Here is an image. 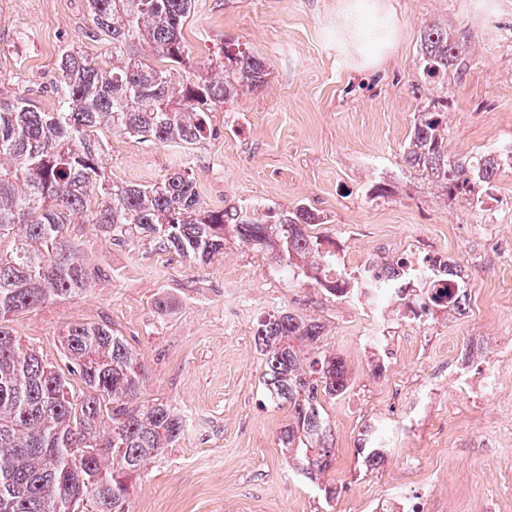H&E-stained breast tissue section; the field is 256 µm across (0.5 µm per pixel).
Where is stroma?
Listing matches in <instances>:
<instances>
[{
    "instance_id": "obj_1",
    "label": "stroma",
    "mask_w": 512,
    "mask_h": 512,
    "mask_svg": "<svg viewBox=\"0 0 512 512\" xmlns=\"http://www.w3.org/2000/svg\"><path fill=\"white\" fill-rule=\"evenodd\" d=\"M433 22L465 38L458 75L425 83L421 35ZM177 67L205 73L224 42L265 63V83L216 106L214 139L193 149L102 132L113 181L194 179L206 208L307 206L341 267L354 275L443 256L470 283L462 312L413 319L397 300L336 298L272 273L269 255L227 239L195 263L149 238L116 245L86 217L67 237L91 278L80 296L12 317L22 344L63 367L72 323L117 331L146 369L143 400L171 404L181 438L132 481L127 512H512V160L481 201L447 199L403 156L416 112L448 103V152L512 149V0H195ZM95 61L112 45L87 0H0V99L57 107V60ZM387 188L386 196L372 192ZM276 310L323 327L350 389L324 404L335 448L333 500L292 470L279 435L287 409L259 382L257 323ZM384 459L356 452L369 429Z\"/></svg>"
}]
</instances>
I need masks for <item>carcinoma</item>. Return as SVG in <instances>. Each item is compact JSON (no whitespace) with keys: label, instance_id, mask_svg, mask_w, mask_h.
Wrapping results in <instances>:
<instances>
[{"label":"carcinoma","instance_id":"obj_1","mask_svg":"<svg viewBox=\"0 0 512 512\" xmlns=\"http://www.w3.org/2000/svg\"><path fill=\"white\" fill-rule=\"evenodd\" d=\"M88 3L98 32L110 38L112 61L102 65L77 52L62 56L54 112L25 98L0 100V512H78L84 500L91 512H126L135 473L178 441L186 426L171 405L141 400L143 366L109 326L67 327L64 372L10 330L13 315L91 288L66 236L72 216L90 215L116 245L149 236L205 264L224 254V240L233 236L274 254L275 270H296L333 296L373 292L366 281L351 288L336 272L335 243L303 229L321 223L305 206L205 210L185 173L149 186L106 179L98 131L196 147L217 134L214 107L262 85L268 72L261 58L228 44L224 61L206 77L177 80L173 65L190 54L183 29L195 0ZM465 47L447 27L429 24L420 47L426 81L447 79ZM447 126L438 102L418 111L404 163L446 197L473 199L493 187L503 155L450 156ZM411 276L423 284L411 304L427 312L446 303L459 310L468 300V283L446 262L418 269L398 264L375 274L392 283L399 300L408 298L402 284ZM320 336L318 324L286 311L268 315L255 336L265 360L262 388L272 403L288 406L283 452L312 481L324 476L335 456L322 400L351 386L340 358L304 356L303 348ZM67 374L80 379V395H73ZM379 447L371 430L359 439L368 466L381 463Z\"/></svg>","mask_w":512,"mask_h":512}]
</instances>
